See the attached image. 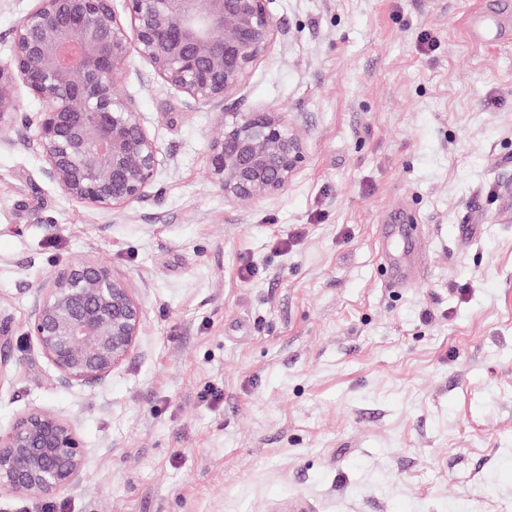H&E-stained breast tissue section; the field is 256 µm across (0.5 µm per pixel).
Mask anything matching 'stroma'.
Wrapping results in <instances>:
<instances>
[{"instance_id":"obj_1","label":"stroma","mask_w":512,"mask_h":512,"mask_svg":"<svg viewBox=\"0 0 512 512\" xmlns=\"http://www.w3.org/2000/svg\"><path fill=\"white\" fill-rule=\"evenodd\" d=\"M496 46L467 0H271L287 30L242 109L286 113L306 160L241 208L204 176L221 107L131 58L120 88L161 146L148 195L68 197L0 126V428L75 423L79 487L0 512H512V0ZM384 224L420 227L394 288ZM91 258L145 309L127 360L64 389L32 296Z\"/></svg>"}]
</instances>
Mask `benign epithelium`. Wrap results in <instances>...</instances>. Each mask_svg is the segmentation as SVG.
I'll return each mask as SVG.
<instances>
[{"instance_id":"1","label":"benign epithelium","mask_w":512,"mask_h":512,"mask_svg":"<svg viewBox=\"0 0 512 512\" xmlns=\"http://www.w3.org/2000/svg\"><path fill=\"white\" fill-rule=\"evenodd\" d=\"M269 0H38L0 63V122L17 87L46 104L27 144L71 198L115 209L154 184L161 149L118 81L130 58L202 104L238 99L248 73L285 44ZM305 160L283 112L223 113L206 178L245 207L288 187ZM145 312L132 283L93 259L51 273L33 296L27 335L67 389L104 381L130 355ZM85 457L74 425L34 409L0 429V490L45 498L78 486Z\"/></svg>"}]
</instances>
